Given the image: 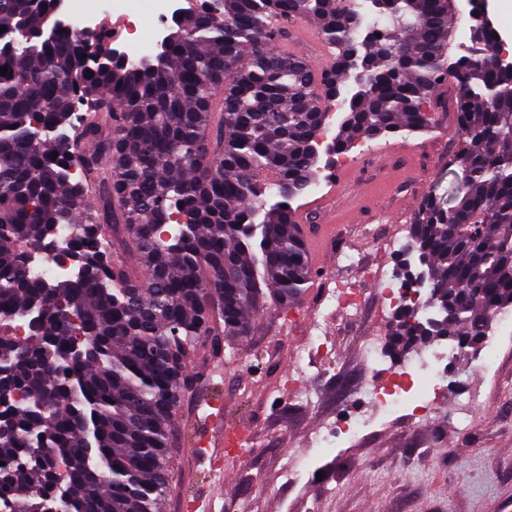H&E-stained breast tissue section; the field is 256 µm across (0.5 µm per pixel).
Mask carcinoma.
I'll use <instances>...</instances> for the list:
<instances>
[{"label": "carcinoma", "mask_w": 512, "mask_h": 512, "mask_svg": "<svg viewBox=\"0 0 512 512\" xmlns=\"http://www.w3.org/2000/svg\"><path fill=\"white\" fill-rule=\"evenodd\" d=\"M449 10L203 0L174 17L151 64L115 66L81 63L73 31L20 39L16 17L35 33L46 15L0 0V393L22 395L0 428V512H162L185 365L249 333L261 284L285 308L302 298L315 272L297 202L360 142L430 130L449 81L465 167L410 224L401 253L426 270L424 306L395 313L384 356L443 339L461 355L512 310V71L470 45L445 62ZM296 17L319 21L331 60L316 74L267 51ZM79 104L104 122L71 123ZM114 224L140 271L116 258ZM52 250L79 257L75 277L30 273ZM77 336L90 357L60 362Z\"/></svg>", "instance_id": "cac0c4a2"}]
</instances>
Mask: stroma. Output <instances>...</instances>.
Segmentation results:
<instances>
[{
	"label": "stroma",
	"instance_id": "stroma-1",
	"mask_svg": "<svg viewBox=\"0 0 512 512\" xmlns=\"http://www.w3.org/2000/svg\"><path fill=\"white\" fill-rule=\"evenodd\" d=\"M433 117L431 132L372 140L371 158L350 152L366 194L337 206L330 258L301 301L288 310L266 305L228 356L190 362L194 389L171 430L167 512H183L197 496L210 512H512V337L501 340L491 369L472 372L482 403L473 425L449 419L454 398L445 393L428 417L402 412L326 451L310 445L350 409L356 389L370 388L363 341L391 326L359 263L395 270L397 254L380 241L393 225L411 222L424 194H447L453 180L450 162L463 141L453 114L441 108ZM341 249L357 264L338 262ZM330 279L356 282L364 303L355 316L325 312L323 341L334 357L326 365L307 320L321 313ZM208 400L245 430L243 452L228 449L212 462L193 452L195 415Z\"/></svg>",
	"mask_w": 512,
	"mask_h": 512
}]
</instances>
